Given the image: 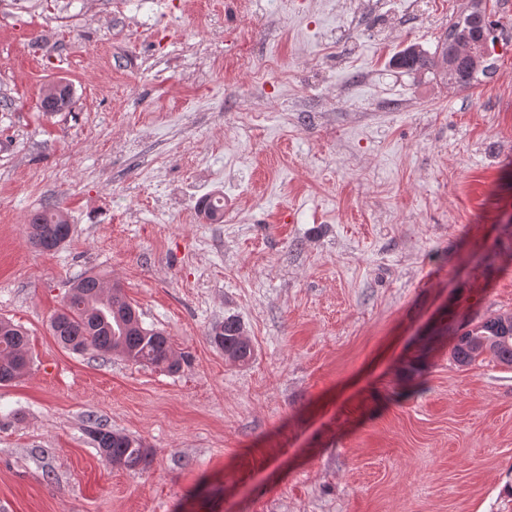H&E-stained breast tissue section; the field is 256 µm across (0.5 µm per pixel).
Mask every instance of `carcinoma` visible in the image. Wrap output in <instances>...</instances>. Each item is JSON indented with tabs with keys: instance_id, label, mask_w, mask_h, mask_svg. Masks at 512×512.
I'll use <instances>...</instances> for the list:
<instances>
[{
	"instance_id": "carcinoma-1",
	"label": "carcinoma",
	"mask_w": 512,
	"mask_h": 512,
	"mask_svg": "<svg viewBox=\"0 0 512 512\" xmlns=\"http://www.w3.org/2000/svg\"><path fill=\"white\" fill-rule=\"evenodd\" d=\"M445 38H440L434 52L417 47L414 52L405 48L394 57L396 66L412 74L422 72L439 76L447 83L466 89L480 67L461 68L448 72L443 66ZM72 99L67 83L48 86L40 98V109L46 113L66 110ZM25 232L30 243L41 251H54L73 235L64 212L57 205L35 212ZM53 336L65 349L74 353L91 351L99 356L117 352L140 366L181 370L180 360H172L173 349L167 334L146 328L140 315L127 301L122 289L107 287L97 274L75 280L62 309L51 320ZM209 340L224 353L242 364L248 363L254 348L245 336L244 326L235 317H227L220 330H212ZM453 360L469 366L483 355H491L499 363L512 366V313L490 315L472 327H464L455 337L451 350ZM30 368L28 336L21 328L0 320V384L6 385L22 378ZM100 453L110 464L137 472L149 464V450L141 443L102 425L90 430Z\"/></svg>"
}]
</instances>
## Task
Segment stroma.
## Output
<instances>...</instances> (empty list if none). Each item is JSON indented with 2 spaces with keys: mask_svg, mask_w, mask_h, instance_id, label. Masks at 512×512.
I'll return each mask as SVG.
<instances>
[{
  "mask_svg": "<svg viewBox=\"0 0 512 512\" xmlns=\"http://www.w3.org/2000/svg\"><path fill=\"white\" fill-rule=\"evenodd\" d=\"M289 2L0 0V319L31 360L0 385V512H512V367L451 357L512 312V0H481L499 47L467 89L392 58L471 0ZM49 203L75 233L46 253ZM92 273L188 365L57 343ZM228 316L247 364L209 341ZM99 424L150 466L107 463ZM72 99V88L67 83H56L48 86L40 98L42 112L53 113L66 110ZM25 232L35 248L49 252L71 239L73 225L59 206L52 205L35 212L25 224Z\"/></svg>",
  "mask_w": 512,
  "mask_h": 512,
  "instance_id": "35a3bbf8",
  "label": "stroma"
}]
</instances>
